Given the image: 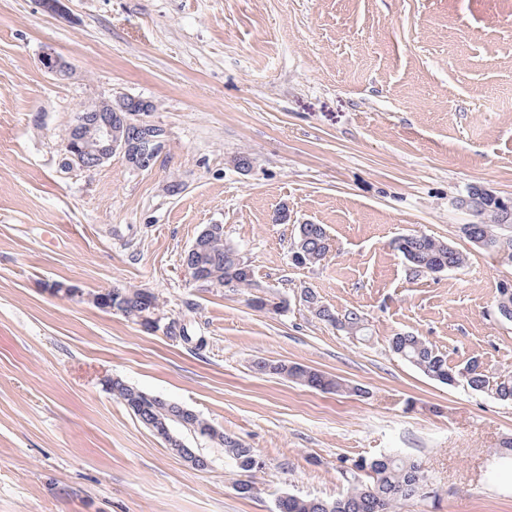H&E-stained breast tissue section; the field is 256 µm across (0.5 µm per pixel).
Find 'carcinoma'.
<instances>
[{
  "label": "carcinoma",
  "mask_w": 512,
  "mask_h": 512,
  "mask_svg": "<svg viewBox=\"0 0 512 512\" xmlns=\"http://www.w3.org/2000/svg\"><path fill=\"white\" fill-rule=\"evenodd\" d=\"M480 217L478 224H465L461 231L466 236L483 240V249L499 252L503 247L512 249V229L500 226L498 204L481 201L473 208ZM327 233L322 224H305L303 231L296 232L292 249L301 256L300 265L320 263L326 254L324 237ZM411 255L408 265L419 274L421 270L442 269L454 271L463 268L467 257L451 244L427 235H412L406 241ZM203 262L207 276L223 282L236 280L238 288L257 287L254 272L240 271V255L226 242L224 232H219L203 242L202 254L188 257L189 262ZM120 301L125 303L123 316L144 327L153 324L159 311L158 297L146 288H124ZM307 311L316 318L333 323L335 311L324 305L316 293L307 300ZM390 351L419 369L427 377L442 384L462 383L473 391L485 393L500 401H512V370L506 369L491 374L481 366L479 359L472 358L458 368L448 366L447 358L431 344L410 332L396 333L389 339ZM257 370L266 375L287 377L303 386L326 393L344 392L363 397L368 391L360 385L346 384L342 380L302 364H286L280 361H260ZM110 391L122 400L134 415H139V402L148 393L139 390L122 379H112ZM169 429L181 431L201 440L211 442L224 449L244 473H253L261 468L254 461V449L212 427L199 414L191 417L186 427L175 419H166ZM342 476L348 483L345 492L333 499H304L287 495L279 499L277 512H395L397 504L414 498L427 486L425 472L416 461L382 455L377 458H360L348 466H342Z\"/></svg>",
  "instance_id": "1"
}]
</instances>
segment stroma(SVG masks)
I'll return each instance as SVG.
<instances>
[{"mask_svg":"<svg viewBox=\"0 0 512 512\" xmlns=\"http://www.w3.org/2000/svg\"><path fill=\"white\" fill-rule=\"evenodd\" d=\"M47 50L66 78L44 70ZM115 93L153 103L165 151L143 171L119 155L68 166L75 113ZM475 189L512 204V0H0V512H276L287 494L336 497L342 460L384 454L429 478L397 512H512V464L495 454L512 403L388 348L411 332L449 365L512 370V324L495 315L512 266L460 231ZM210 224L290 310L189 281L184 255ZM301 224L333 239L320 265L291 262ZM408 234L447 241L466 267L412 273L393 248ZM113 287L154 292L206 349L86 299ZM305 288L362 312L363 339L296 306ZM261 360L367 394L321 393ZM109 377L254 448V495H238L222 449L203 446L205 470L172 455ZM257 370L266 375L288 377L303 386L326 393L344 392L357 397H365L367 390L360 385L346 384L339 378L302 364H286L280 361H260Z\"/></svg>","mask_w":512,"mask_h":512,"instance_id":"obj_1","label":"stroma"}]
</instances>
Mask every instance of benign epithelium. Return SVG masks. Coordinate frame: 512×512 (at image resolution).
Here are the masks:
<instances>
[{
    "mask_svg": "<svg viewBox=\"0 0 512 512\" xmlns=\"http://www.w3.org/2000/svg\"><path fill=\"white\" fill-rule=\"evenodd\" d=\"M43 68L61 78L70 73L68 63L53 51L41 57ZM153 105L145 100L116 94L74 115L65 152L71 164L92 170L116 154L138 170L152 167L167 143V131L158 124L141 118L152 111ZM155 434L169 447L177 445L172 433L159 415L142 418Z\"/></svg>",
    "mask_w": 512,
    "mask_h": 512,
    "instance_id": "1",
    "label": "benign epithelium"
}]
</instances>
